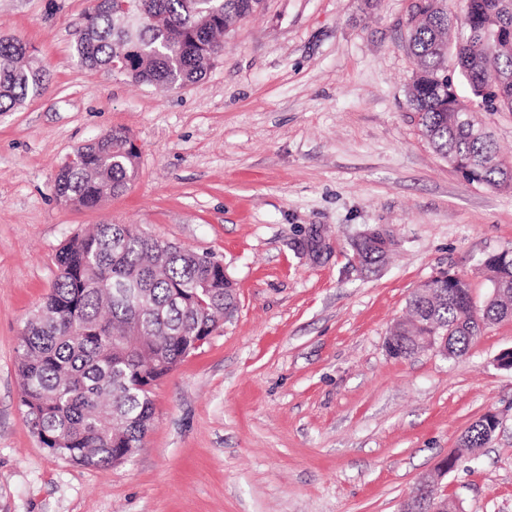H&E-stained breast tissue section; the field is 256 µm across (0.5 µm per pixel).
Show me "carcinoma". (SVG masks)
I'll return each instance as SVG.
<instances>
[{
	"instance_id": "obj_1",
	"label": "carcinoma",
	"mask_w": 512,
	"mask_h": 512,
	"mask_svg": "<svg viewBox=\"0 0 512 512\" xmlns=\"http://www.w3.org/2000/svg\"><path fill=\"white\" fill-rule=\"evenodd\" d=\"M261 0H94L76 29L74 51L91 69L179 91L224 55L218 35L255 12ZM503 0H464L463 18L445 0H414L408 45L418 66L408 105L422 135L448 162L459 163L471 183L512 184V161L499 155L475 113L512 112V53L498 51L484 28ZM467 94L459 109L448 101V52ZM51 76L27 59V45L0 38V112L43 94ZM128 133L113 129L77 149L58 170L57 197L93 208L125 192L137 176L139 154ZM394 240L364 239L356 247L371 271L383 264ZM57 278L18 338L21 402L32 432L49 452L70 463L109 468L132 457L151 426V390L238 309L233 281L213 254L150 237L135 224H97L72 237L56 256ZM490 292L479 312L464 279L416 288L410 316L386 341L394 358L424 349L426 338L446 357L464 355L488 325L512 319V253L481 263ZM495 433L487 417L472 424L459 455L472 462Z\"/></svg>"
}]
</instances>
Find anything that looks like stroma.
Returning a JSON list of instances; mask_svg holds the SVG:
<instances>
[{"mask_svg":"<svg viewBox=\"0 0 512 512\" xmlns=\"http://www.w3.org/2000/svg\"><path fill=\"white\" fill-rule=\"evenodd\" d=\"M412 0H262L197 82L162 93L81 65L91 0H0L49 89L0 113V512H399L418 479L487 412L479 464L441 490L461 512H512V321L449 359L394 358L385 342L411 293L512 251V187L469 182L407 104ZM136 142L138 174L97 207L59 200L62 161L108 130ZM214 253L238 311L153 388L144 444L110 469L53 457L21 404L18 338L92 225ZM387 228L389 260L353 248ZM320 252H306L310 230Z\"/></svg>","mask_w":512,"mask_h":512,"instance_id":"35a3bbf8","label":"stroma"}]
</instances>
